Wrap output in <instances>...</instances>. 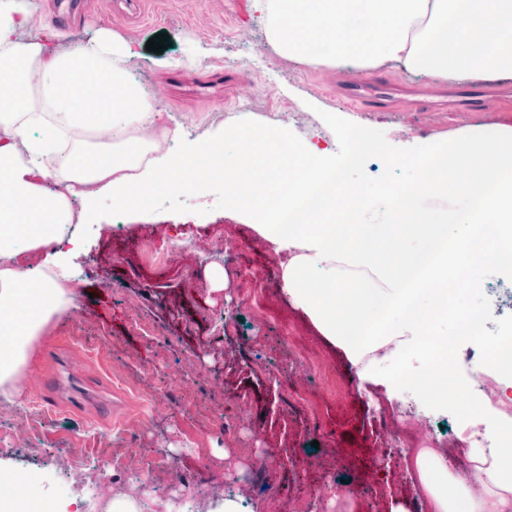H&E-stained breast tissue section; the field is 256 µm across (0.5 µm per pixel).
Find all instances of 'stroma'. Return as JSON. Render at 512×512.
Wrapping results in <instances>:
<instances>
[{
  "instance_id": "stroma-1",
  "label": "stroma",
  "mask_w": 512,
  "mask_h": 512,
  "mask_svg": "<svg viewBox=\"0 0 512 512\" xmlns=\"http://www.w3.org/2000/svg\"><path fill=\"white\" fill-rule=\"evenodd\" d=\"M37 2L29 32L54 28L60 49L95 39L104 29L130 42L135 55L129 67L144 94L183 126L186 141L221 132L234 118L282 125L300 143L317 134L335 137V163L347 167L343 131L365 129L397 159L387 168L367 155L348 167L350 180L375 201L382 187L414 178L411 159L422 146L448 141L462 130L489 133L512 125V98L490 99L478 112L350 104L341 85L368 79L370 71L309 69L278 57L251 0H152L148 18L138 24L117 13L113 0H88L87 16L76 23L60 17L59 0ZM161 33L169 38L166 50L146 51L147 41ZM218 101L236 102V116L214 112ZM147 205L154 218L141 221L109 198L99 200L81 226L87 251L74 261L75 304L39 338L25 367L30 375L49 377L54 369L45 358L47 348L87 353L82 369L101 389L111 390V410L72 411L54 406L50 394L36 399L25 389L15 405H0V495L9 494L15 476L32 473L36 479L28 495L57 508L79 500L72 481L89 471L112 496L149 490L154 512H166L186 487L196 512H211L228 494L246 512H268L271 500L316 483L334 512H388L395 501L407 512H429L408 450H395L390 464L379 463L370 439L373 414L411 408L458 456L463 450L455 438L467 417L479 409L486 423H495L494 411L482 408L468 383L473 343L458 335L457 322L486 308L483 347L512 338V274L472 270L474 289L454 297L452 312L438 323L455 338L448 398L426 407L396 390L403 363L385 364L361 381L337 349L321 344L308 319L279 290L281 256L256 237L249 216L225 215L223 180L162 201L152 198ZM160 239L171 247L165 263L152 251ZM207 260L229 271L226 290H213L204 277ZM248 288L258 292L259 301L246 298ZM228 297L237 304L230 328L217 315ZM288 323L293 331L286 338L281 327ZM273 357L280 362L275 373L268 366ZM317 367L330 382L347 387L343 397L318 392L326 419L322 430L301 423L294 400ZM243 378L254 393L247 409L235 394ZM207 404L250 423L232 462L224 460L225 436L204 412ZM161 448L166 456H158ZM366 477L379 493L373 506L362 508L351 491Z\"/></svg>"
}]
</instances>
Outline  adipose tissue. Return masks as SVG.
<instances>
[{
    "mask_svg": "<svg viewBox=\"0 0 512 512\" xmlns=\"http://www.w3.org/2000/svg\"><path fill=\"white\" fill-rule=\"evenodd\" d=\"M253 2L278 54L312 69L392 63L418 77L512 83V0ZM37 10L36 0H0L1 396L18 395L34 342L74 304L69 258L85 243L70 229L72 199L88 215L104 195L129 209L136 195L190 191L220 172L227 209L249 214L256 234L287 255L281 292L323 343L356 365L377 350L386 362L421 359L401 389L442 401L428 379L451 367L436 356L448 338L431 337L449 283L486 261L512 271V128L425 145L415 177L379 205L337 172L333 146L289 149L277 126L231 124L223 137L232 152L207 139L169 163L162 145L182 129L129 75L128 42L105 29L59 53L48 27L19 40ZM302 160L305 175L269 209L280 171ZM452 225L465 228L453 242ZM465 453L475 490L444 456L416 454L429 512H512V456L499 430L482 428Z\"/></svg>",
    "mask_w": 512,
    "mask_h": 512,
    "instance_id": "ef3b65f1",
    "label": "adipose tissue"
}]
</instances>
